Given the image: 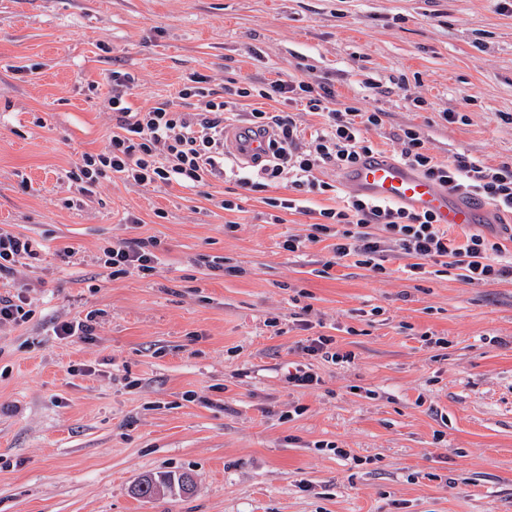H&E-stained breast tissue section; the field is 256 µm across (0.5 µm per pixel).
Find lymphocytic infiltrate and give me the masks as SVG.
Returning a JSON list of instances; mask_svg holds the SVG:
<instances>
[{
	"label": "lymphocytic infiltrate",
	"mask_w": 512,
	"mask_h": 512,
	"mask_svg": "<svg viewBox=\"0 0 512 512\" xmlns=\"http://www.w3.org/2000/svg\"><path fill=\"white\" fill-rule=\"evenodd\" d=\"M134 82L130 73L113 72L108 99L112 136L101 152L83 154L71 178L89 188L107 176L157 187L175 183L196 188L226 176L253 192L281 187L283 196L266 200L276 224L282 223L285 214L311 212L306 195L334 192L335 184L322 180V171H347L361 156L372 153L367 132L385 125L384 112L337 105L330 86L291 76L269 82L234 81L217 90L210 87L206 76L196 75L179 92L184 102L180 111L167 101L146 109L134 106L128 99ZM249 99L266 100L270 106L243 109V101ZM298 105L322 116L321 126L313 133L302 128L294 111ZM235 125L272 136L268 152L254 156L251 166H235L224 156V131ZM393 140L398 162L455 194L477 196L499 211L512 213V165L493 168L465 156L438 159L415 125L399 127ZM315 215L314 235L333 239L335 258L352 259L355 266L378 274L386 271L384 251L392 241L410 257L406 271L413 276L425 274L427 263L433 262L460 270L462 279L471 284L512 277V260L500 261L499 243L481 233L456 243L427 213L351 194L336 207L320 209ZM373 224L381 226V234L370 232ZM158 247L155 240L119 242L106 249L105 265L116 275L152 274Z\"/></svg>",
	"instance_id": "lymphocytic-infiltrate-1"
}]
</instances>
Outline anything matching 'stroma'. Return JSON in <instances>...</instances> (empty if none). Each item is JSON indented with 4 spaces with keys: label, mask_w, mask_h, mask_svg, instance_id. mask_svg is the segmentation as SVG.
<instances>
[{
    "label": "stroma",
    "mask_w": 512,
    "mask_h": 512,
    "mask_svg": "<svg viewBox=\"0 0 512 512\" xmlns=\"http://www.w3.org/2000/svg\"><path fill=\"white\" fill-rule=\"evenodd\" d=\"M116 70L143 108L194 73L292 74L387 112L377 152L416 125L439 159L512 165L500 0H0V230L42 245L0 279L32 313L0 324V512H512V278H415L396 249L377 274L263 193L224 211L222 182L83 194ZM126 239L159 242L153 274L105 268ZM90 312L93 336L53 334ZM322 335L350 361L309 355ZM299 366L320 385L289 386ZM155 473L193 494L135 495Z\"/></svg>",
    "instance_id": "35a3bbf8"
}]
</instances>
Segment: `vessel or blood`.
<instances>
[{"mask_svg": "<svg viewBox=\"0 0 512 512\" xmlns=\"http://www.w3.org/2000/svg\"><path fill=\"white\" fill-rule=\"evenodd\" d=\"M356 193L435 215L448 226L493 223V210L478 197L456 198L446 187L378 153L363 156L346 173Z\"/></svg>", "mask_w": 512, "mask_h": 512, "instance_id": "1", "label": "vessel or blood"}]
</instances>
